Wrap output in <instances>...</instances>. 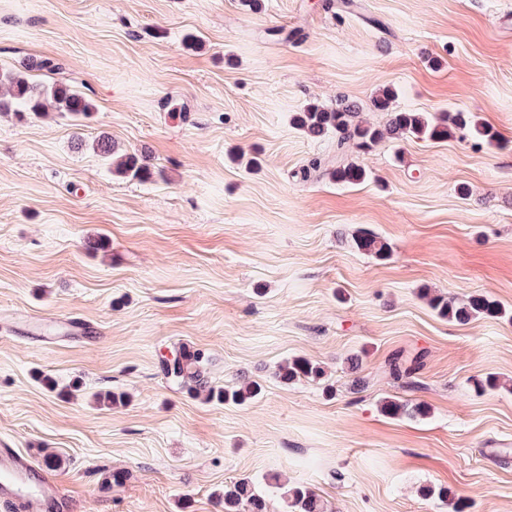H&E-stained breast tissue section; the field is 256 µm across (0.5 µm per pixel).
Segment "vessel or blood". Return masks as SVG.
Returning a JSON list of instances; mask_svg holds the SVG:
<instances>
[{
	"label": "vessel or blood",
	"mask_w": 512,
	"mask_h": 512,
	"mask_svg": "<svg viewBox=\"0 0 512 512\" xmlns=\"http://www.w3.org/2000/svg\"><path fill=\"white\" fill-rule=\"evenodd\" d=\"M52 481L50 471L33 467L10 448H0V504L24 502L27 512H43V490Z\"/></svg>",
	"instance_id": "b4317fda"
}]
</instances>
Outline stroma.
<instances>
[{
    "label": "stroma",
    "instance_id": "obj_1",
    "mask_svg": "<svg viewBox=\"0 0 512 512\" xmlns=\"http://www.w3.org/2000/svg\"><path fill=\"white\" fill-rule=\"evenodd\" d=\"M343 2L0 0V68L52 59L95 108L0 114V448L54 454L75 512H224L245 476L311 487L327 512H512V388L473 384L512 379V323L422 297L512 308V0ZM387 87L390 111L468 110L501 141L340 152L293 122L345 98L385 125ZM103 132L153 180L114 174L90 148ZM339 156L366 180L333 181ZM363 231L387 259L355 247ZM75 318L93 334L63 329ZM182 346L212 386L261 395L173 382ZM419 353L414 383L390 376ZM295 356L324 382H280ZM106 391L126 403L100 407ZM387 397L429 413L388 416ZM430 305L438 316L449 321L467 323L481 317H498L512 320V314L489 298L476 295L472 296L463 306H454L445 297L435 296L430 299ZM178 353L179 356L163 362L165 374L174 380L192 383V388L206 392L205 394L210 400L244 404L260 393L261 388L256 383H248L231 389H215L208 385V380L205 379L204 372L201 370L200 363L203 360L201 353L197 351L187 353L186 349L179 350Z\"/></svg>",
    "mask_w": 512,
    "mask_h": 512
}]
</instances>
